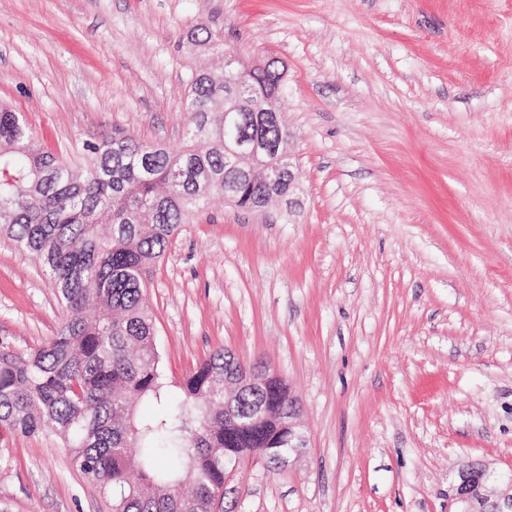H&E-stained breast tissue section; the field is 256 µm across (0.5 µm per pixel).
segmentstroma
<instances>
[{
	"mask_svg": "<svg viewBox=\"0 0 512 512\" xmlns=\"http://www.w3.org/2000/svg\"><path fill=\"white\" fill-rule=\"evenodd\" d=\"M203 24L285 67L298 189L180 225L145 297L166 381L265 362L307 446L242 460L224 512H454L457 468L512 472V0H0V104L44 146L119 128L179 150ZM64 313L0 237V343ZM0 512H110L53 436L0 441Z\"/></svg>",
	"mask_w": 512,
	"mask_h": 512,
	"instance_id": "1",
	"label": "stroma"
}]
</instances>
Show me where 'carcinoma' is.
Returning a JSON list of instances; mask_svg holds the SVG:
<instances>
[{"mask_svg":"<svg viewBox=\"0 0 512 512\" xmlns=\"http://www.w3.org/2000/svg\"><path fill=\"white\" fill-rule=\"evenodd\" d=\"M183 40L222 66L191 71L178 154L115 129L83 143L86 162L76 171L19 113L0 107V232L40 264L66 313L58 335L37 349L0 343V436L60 438L111 512H215L244 449H265L279 468L288 452L279 415L300 407L278 382L238 389L224 405L239 371L224 348L186 375L180 399L164 379L144 297L150 270L213 196L249 209L268 195L259 173L224 156V96L239 104L240 140L274 142L287 132L253 114L259 100L283 94L284 71L229 56L223 34L202 24ZM142 401L153 413L137 414ZM259 410L266 417L256 422ZM159 454L168 466L157 464Z\"/></svg>","mask_w":512,"mask_h":512,"instance_id":"1","label":"carcinoma"}]
</instances>
